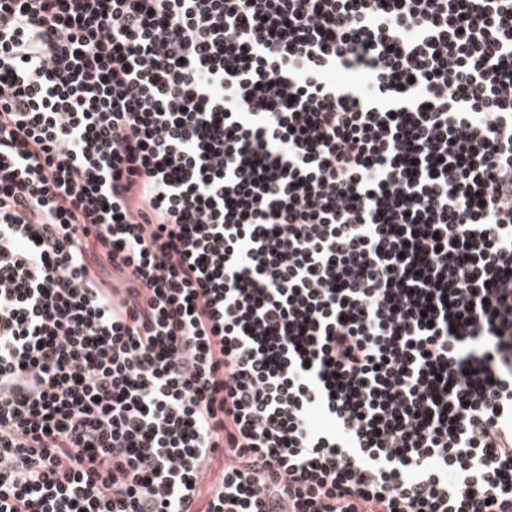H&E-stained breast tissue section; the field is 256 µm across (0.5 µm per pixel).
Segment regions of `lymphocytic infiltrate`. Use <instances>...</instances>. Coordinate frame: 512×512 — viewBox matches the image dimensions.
<instances>
[{"instance_id": "lymphocytic-infiltrate-1", "label": "lymphocytic infiltrate", "mask_w": 512, "mask_h": 512, "mask_svg": "<svg viewBox=\"0 0 512 512\" xmlns=\"http://www.w3.org/2000/svg\"><path fill=\"white\" fill-rule=\"evenodd\" d=\"M201 500L512 512V0H0V512Z\"/></svg>"}]
</instances>
